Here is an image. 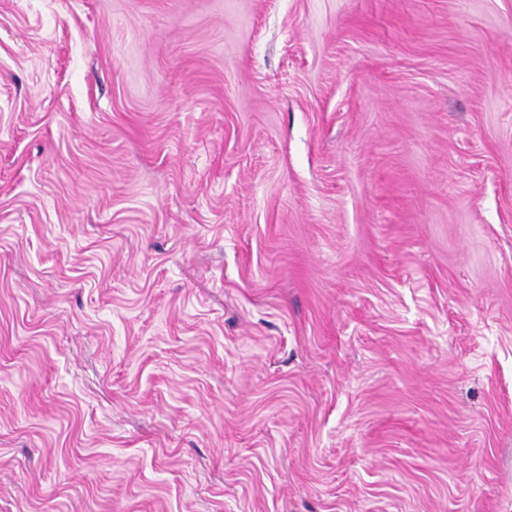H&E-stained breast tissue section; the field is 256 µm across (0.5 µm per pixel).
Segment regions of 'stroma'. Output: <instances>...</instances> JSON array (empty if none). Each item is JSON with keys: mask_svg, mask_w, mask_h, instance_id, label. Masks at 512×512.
<instances>
[{"mask_svg": "<svg viewBox=\"0 0 512 512\" xmlns=\"http://www.w3.org/2000/svg\"><path fill=\"white\" fill-rule=\"evenodd\" d=\"M0 512H512V0H0Z\"/></svg>", "mask_w": 512, "mask_h": 512, "instance_id": "obj_1", "label": "stroma"}]
</instances>
